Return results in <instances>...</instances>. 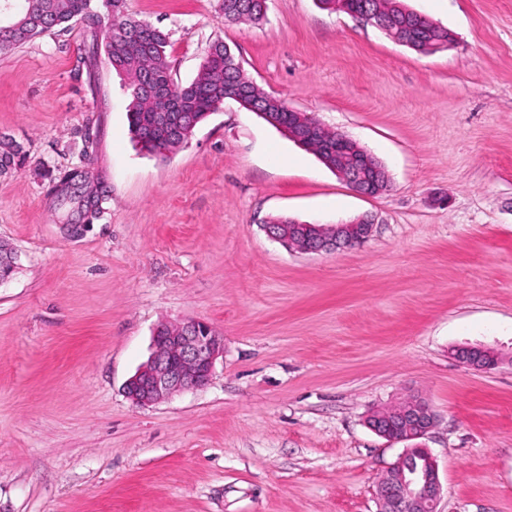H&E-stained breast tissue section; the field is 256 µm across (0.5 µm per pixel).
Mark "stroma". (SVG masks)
Returning <instances> with one entry per match:
<instances>
[{"label": "stroma", "instance_id": "obj_1", "mask_svg": "<svg viewBox=\"0 0 512 512\" xmlns=\"http://www.w3.org/2000/svg\"><path fill=\"white\" fill-rule=\"evenodd\" d=\"M448 28L431 55L316 0H123L169 37L189 83L211 42L246 74L386 167L363 197L313 152L225 101L167 159L135 147L127 77L81 62L76 21L0 55V512H378L402 447L367 426L417 396L440 512H512V0H405ZM91 174L79 234L55 188ZM375 220L362 246L289 250L265 224ZM224 337L209 384L139 407L124 392L155 328ZM486 345L490 372L455 347ZM266 15V0H224V18L231 22L260 23Z\"/></svg>", "mask_w": 512, "mask_h": 512}]
</instances>
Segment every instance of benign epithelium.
<instances>
[{
    "instance_id": "benign-epithelium-1",
    "label": "benign epithelium",
    "mask_w": 512,
    "mask_h": 512,
    "mask_svg": "<svg viewBox=\"0 0 512 512\" xmlns=\"http://www.w3.org/2000/svg\"><path fill=\"white\" fill-rule=\"evenodd\" d=\"M318 130V123L309 120L302 127H288V134L304 147ZM336 174L366 197L381 195L390 187L385 167L342 132L336 134ZM265 229L272 239L288 248L318 253L365 242L373 232V220L362 217L346 224H291L286 238L270 224ZM16 261V254L0 245V285L11 277ZM223 356L224 336L208 322L161 324L154 331L148 360L128 379L125 392L133 404L143 407L184 390L202 389L209 384L215 363ZM454 356L477 371L489 372L501 364L500 356L490 357L489 349L481 345L459 346ZM435 422L434 412L420 397L375 411L367 419L369 428L391 443L421 439ZM416 457L423 461L420 468L412 464ZM442 493L436 460L429 449L417 446L404 448L376 485L379 512H439Z\"/></svg>"
}]
</instances>
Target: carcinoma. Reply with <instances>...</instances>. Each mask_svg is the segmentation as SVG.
Listing matches in <instances>:
<instances>
[{
  "label": "carcinoma",
  "instance_id": "carcinoma-1",
  "mask_svg": "<svg viewBox=\"0 0 512 512\" xmlns=\"http://www.w3.org/2000/svg\"><path fill=\"white\" fill-rule=\"evenodd\" d=\"M91 0H9L11 15L28 14L41 19V25L30 32L16 34L0 26V53L30 42L56 27L80 17L103 29L104 36L112 37L111 54L105 63L124 73L128 78L130 103L128 122L133 141L148 155L165 156L192 136L196 126L210 116L217 104L224 103V93L236 92L243 96L262 119L274 128L288 130V124L301 125L294 110H288L284 100L271 95L255 84L240 66L232 64L222 41L212 42L197 76L180 85L171 76L167 34L154 25L129 17L122 12V0H106L107 15L90 8ZM344 12L367 10L377 14L398 31L417 38L448 39V29L435 28L423 15L405 12L404 0H346ZM266 15V0H224V18L231 22L257 24ZM164 86L170 95L185 106V111L172 113V118L161 123L154 118L157 104L148 92ZM19 159L25 152L11 137L0 136V160Z\"/></svg>",
  "mask_w": 512,
  "mask_h": 512
}]
</instances>
